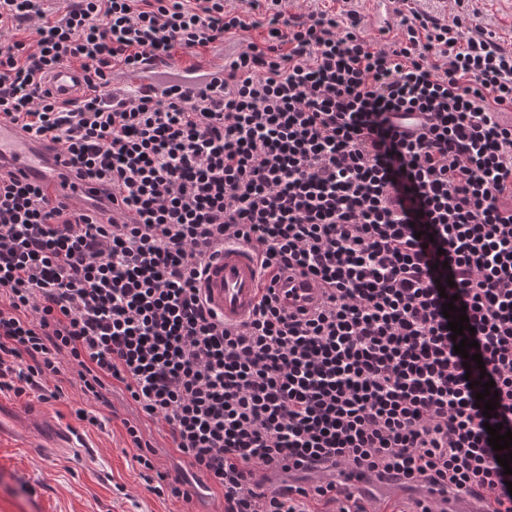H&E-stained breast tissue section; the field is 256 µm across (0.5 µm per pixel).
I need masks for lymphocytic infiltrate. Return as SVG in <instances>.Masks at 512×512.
<instances>
[{
  "label": "lymphocytic infiltrate",
  "instance_id": "obj_1",
  "mask_svg": "<svg viewBox=\"0 0 512 512\" xmlns=\"http://www.w3.org/2000/svg\"><path fill=\"white\" fill-rule=\"evenodd\" d=\"M393 3L371 39L356 10L284 0H0V119L109 202L56 205L0 169V393L60 398L66 364L99 407L120 390L192 469L168 478L125 421L150 492L187 500L199 476L224 512H369L323 464L403 475L414 512H512L485 429L512 430V49L464 0L449 19ZM233 38L205 89L112 88ZM63 65L76 99L44 86ZM232 243L267 283L238 325L199 288ZM299 278L316 305L280 296ZM448 295L482 367L454 352Z\"/></svg>",
  "mask_w": 512,
  "mask_h": 512
}]
</instances>
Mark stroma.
<instances>
[{"label":"stroma","instance_id":"35a3bbf8","mask_svg":"<svg viewBox=\"0 0 512 512\" xmlns=\"http://www.w3.org/2000/svg\"><path fill=\"white\" fill-rule=\"evenodd\" d=\"M471 5L478 22L512 46V0ZM69 378L66 371L55 377L63 395L45 403L0 394L15 419L14 433L0 438V512H223L218 492L187 502L148 491L123 426L133 406L118 399L114 411L99 412V425L79 421L75 411L87 401Z\"/></svg>","mask_w":512,"mask_h":512}]
</instances>
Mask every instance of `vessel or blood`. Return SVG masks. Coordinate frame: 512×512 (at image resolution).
<instances>
[{
    "instance_id": "1",
    "label": "vessel or blood",
    "mask_w": 512,
    "mask_h": 512,
    "mask_svg": "<svg viewBox=\"0 0 512 512\" xmlns=\"http://www.w3.org/2000/svg\"><path fill=\"white\" fill-rule=\"evenodd\" d=\"M167 71H136L123 75L119 83L132 88L165 83ZM53 96L61 100L74 99L82 92L79 73L67 67L55 69L46 79ZM8 165L20 179L37 182L51 200L65 198L91 203L94 199L93 182H69L71 165L64 154L48 142L25 138L13 125L0 122V166ZM202 293L210 307L223 317L225 324L237 325L252 313L259 290V270L250 249L243 244L228 246L215 255L200 282ZM338 481L369 491L378 488L402 490L404 482L398 478L383 480L358 478L350 471L336 472Z\"/></svg>"
}]
</instances>
